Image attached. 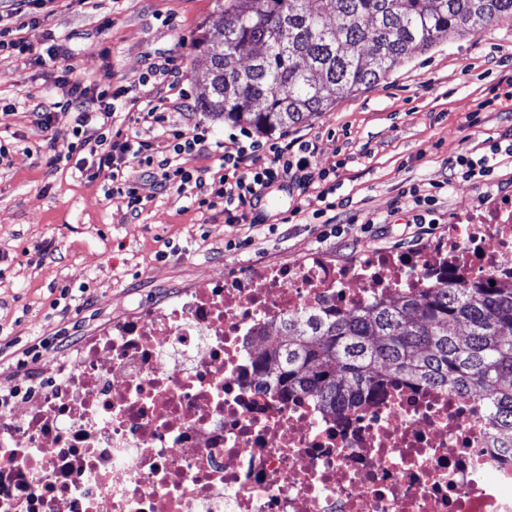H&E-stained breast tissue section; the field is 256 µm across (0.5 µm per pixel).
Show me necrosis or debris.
Returning <instances> with one entry per match:
<instances>
[{"mask_svg":"<svg viewBox=\"0 0 512 512\" xmlns=\"http://www.w3.org/2000/svg\"><path fill=\"white\" fill-rule=\"evenodd\" d=\"M512 273V214L403 258L218 277L88 338L38 404L0 420V512H512V433L479 397L398 380L359 412L261 385L264 338Z\"/></svg>","mask_w":512,"mask_h":512,"instance_id":"1","label":"necrosis or debris"}]
</instances>
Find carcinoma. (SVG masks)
<instances>
[{
  "label": "carcinoma",
  "instance_id": "1",
  "mask_svg": "<svg viewBox=\"0 0 512 512\" xmlns=\"http://www.w3.org/2000/svg\"><path fill=\"white\" fill-rule=\"evenodd\" d=\"M319 2L310 11L304 0H224L201 40L212 78L200 106L259 131L292 127L340 92L384 79L442 32L512 20V0ZM257 371L331 410L393 378L451 388L484 398L512 429V276L496 288L440 282L348 313L290 314L267 336Z\"/></svg>",
  "mask_w": 512,
  "mask_h": 512
}]
</instances>
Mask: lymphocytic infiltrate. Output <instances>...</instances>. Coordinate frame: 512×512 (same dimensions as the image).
Segmentation results:
<instances>
[{"label": "lymphocytic infiltrate", "mask_w": 512, "mask_h": 512, "mask_svg": "<svg viewBox=\"0 0 512 512\" xmlns=\"http://www.w3.org/2000/svg\"><path fill=\"white\" fill-rule=\"evenodd\" d=\"M51 0H0V12L9 19L8 27L0 28V52L25 54L29 45L21 37L19 19L34 17L46 10ZM60 90L56 105H34L28 112L30 124L40 133H48L58 114L71 115L76 138L75 147L83 156L77 170L88 179L99 177L110 181L113 189L126 195L131 217H138L142 208V185L155 191L169 189L180 183H194L197 188L189 204L196 209L217 210L225 223L244 224L248 214L265 190L282 182L299 183L308 189L314 175L310 173L314 146L304 136L279 137L270 141H250L225 151L221 171L213 176L191 172L174 165L173 156L203 155L209 150L206 129L193 125L187 129L166 127L165 99L131 96L127 87L97 91L61 75L56 79ZM130 105L138 108L140 127L129 131L116 130L112 119L116 110ZM169 143L168 153L156 154V137ZM143 160L144 168L131 172L135 160Z\"/></svg>", "instance_id": "obj_1"}]
</instances>
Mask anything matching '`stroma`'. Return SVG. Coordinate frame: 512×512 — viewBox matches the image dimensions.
Listing matches in <instances>:
<instances>
[{
    "label": "stroma",
    "instance_id": "obj_1",
    "mask_svg": "<svg viewBox=\"0 0 512 512\" xmlns=\"http://www.w3.org/2000/svg\"><path fill=\"white\" fill-rule=\"evenodd\" d=\"M219 9L220 0H57L50 17L22 31L32 54L0 53V142L9 146L0 159V385L27 375L53 382L47 360L17 363L34 338L48 339L58 358L75 359L87 338L208 278L245 277L313 257L349 266L371 252H420L446 238L452 225L512 209V100L503 97L512 86V20L439 34L428 52L384 80L343 91L327 110L288 128V135L300 132L313 142L312 172L348 161L326 181L340 202L336 221L344 229L336 234H323L311 211L294 213L292 186L267 190L244 224L188 208L191 184L157 193L131 218L126 196L108 181L76 173L67 115L50 131L48 151L58 163L45 166L48 151L22 102L55 101L54 80L66 67L90 87L122 85L152 95L149 66L169 57L180 70V90L196 103L211 68L198 41ZM107 17L112 24L105 29ZM52 34L63 40L64 55L36 61ZM196 120L209 132L212 156L183 155L177 162L189 171H218L241 125L202 110ZM461 155L487 156L490 180L438 193L434 229L417 231L402 190L430 189ZM40 242L51 246L43 257L33 250ZM64 287L76 293L65 313L53 307Z\"/></svg>",
    "mask_w": 512,
    "mask_h": 512
}]
</instances>
